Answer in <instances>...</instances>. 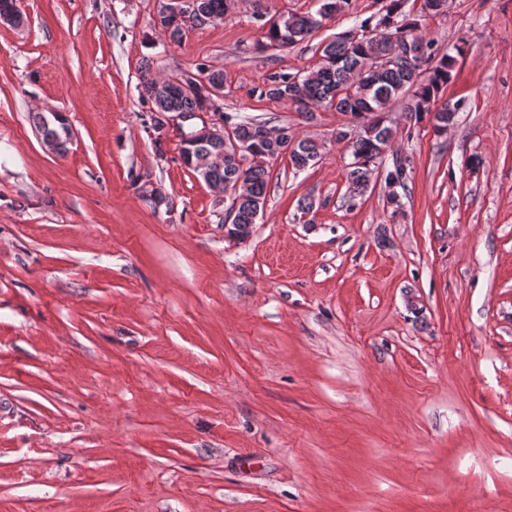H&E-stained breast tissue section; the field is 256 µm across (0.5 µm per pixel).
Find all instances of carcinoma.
Wrapping results in <instances>:
<instances>
[{
  "label": "carcinoma",
  "instance_id": "carcinoma-1",
  "mask_svg": "<svg viewBox=\"0 0 512 512\" xmlns=\"http://www.w3.org/2000/svg\"><path fill=\"white\" fill-rule=\"evenodd\" d=\"M16 0H0V20L20 24L22 15L15 7ZM349 0H318L315 13L292 17L283 22L265 19L257 10L254 20L262 24L265 38L271 45L282 49L294 46L311 37L326 22L343 12ZM404 0H388L385 13L372 19L360 21L354 30L360 37L353 40L339 35L326 42L322 56L328 62L301 75L273 73L256 88L259 96L290 102H305L313 109L321 105L336 108L338 112L357 116L362 113L374 115L375 123L357 139L351 132L339 130L336 141L349 144L353 161L348 172L350 194L362 195L369 189L374 173L379 171L376 159L393 148V129L388 124L387 112L391 103L403 94L411 96L406 112L409 120L421 122L430 116L434 126H446L456 121V108L440 102V94L448 84L455 59L439 55L434 41L426 39L414 21L400 19ZM199 12L185 23L174 17L161 18L160 29L172 41H179L188 28H205L224 21L227 15V0H198ZM406 41L418 43L424 48L420 62L399 67L384 66L381 60L389 56L399 44ZM195 74L201 76L194 88L182 87L187 71L181 70L163 82L149 76L143 77L144 94L152 102L150 124L155 133V142L162 140L168 120L179 118L190 121L199 112L212 110L210 88L224 85V72L199 64ZM216 120L224 123V137L205 139L183 146L188 132L179 125V155L183 165L200 176L210 186L221 185L232 190L229 213L232 219L225 234L236 240L248 238L253 224L263 212L269 184V171L264 166L244 167L234 156L233 145L247 150L267 153L276 159L287 154L291 167L303 171L316 163L321 155V145L308 138H299L288 127L281 128L283 134L275 141L265 137L266 122L256 118L230 115L219 109L214 112ZM33 121L43 139L62 152L70 138L67 119L52 112H37ZM228 150L224 167L211 163V156ZM409 161L395 160L392 168L385 170L384 182L394 184L389 193L392 204H400L399 192H408Z\"/></svg>",
  "mask_w": 512,
  "mask_h": 512
}]
</instances>
